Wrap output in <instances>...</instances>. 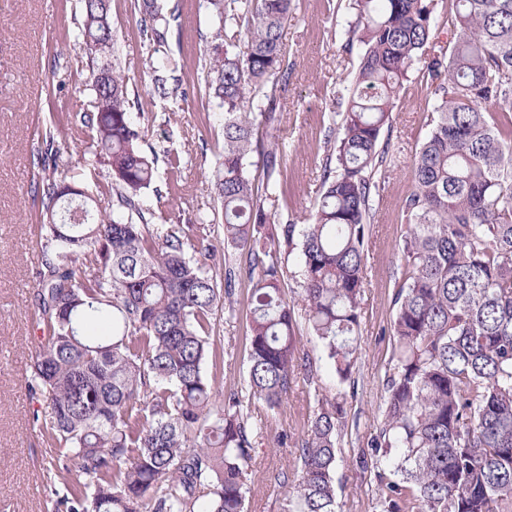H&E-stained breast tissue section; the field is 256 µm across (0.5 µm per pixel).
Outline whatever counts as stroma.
I'll list each match as a JSON object with an SVG mask.
<instances>
[{
	"label": "stroma",
	"mask_w": 512,
	"mask_h": 512,
	"mask_svg": "<svg viewBox=\"0 0 512 512\" xmlns=\"http://www.w3.org/2000/svg\"><path fill=\"white\" fill-rule=\"evenodd\" d=\"M350 0H295L282 27V42L292 65L286 89L277 90L283 113L278 126L260 127L259 136L275 144L283 157L276 180L278 208L304 223L321 191L330 152V133L346 107L348 88L363 47L345 49ZM78 0H0V512H54L62 485L56 472L63 449L48 443L42 429L46 398L28 391L26 379L35 357L38 333L33 290L45 255L38 185L43 177L38 151L45 135L68 141L71 149L58 162L60 172L79 171L91 142L78 130L76 112L90 109L92 95L78 70L80 50L75 30ZM134 0H112V24L118 63L138 92L146 115V148L159 151L157 184L161 197H150L159 224H196L207 219L215 245L223 227L209 221L214 205L213 175L222 149L224 116L209 103L198 63L215 29L204 0H180V16L171 24L170 47L184 61L186 101L172 103L150 96L147 49L141 39ZM430 82L413 70L395 101L380 147L387 162L380 167L372 198L361 300V344L354 395L347 398L348 434L336 468L341 512H375L373 474L361 463L376 432L381 379L391 354L387 328L395 313L393 282L400 272L399 240L403 204L412 185V163L431 129ZM180 159L177 180H170L167 155ZM252 284H235L236 316H218L216 333L224 338V385H243L248 362L244 350ZM314 405L305 384L293 387L275 415L259 419L292 436L304 433ZM293 465L291 448L259 447L251 475L247 512H281L284 488L270 476Z\"/></svg>",
	"instance_id": "35a3bbf8"
}]
</instances>
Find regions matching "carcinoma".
Here are the masks:
<instances>
[{"label": "carcinoma", "mask_w": 512, "mask_h": 512, "mask_svg": "<svg viewBox=\"0 0 512 512\" xmlns=\"http://www.w3.org/2000/svg\"><path fill=\"white\" fill-rule=\"evenodd\" d=\"M434 0H354L364 45L340 136L310 222H281L273 183L281 155L255 137L280 123L275 95L290 67L281 27L293 0H206L215 39L241 27L248 51L203 52L208 96L224 114L214 194L224 251L190 224H155L147 193L157 153L143 148L138 101L116 66L111 0H79L81 70L93 109L81 173L59 176L70 146L50 136L39 185L45 269L34 296L39 335L28 387L47 394L51 444L65 449L57 512H245L249 471L273 411L298 380L314 389L282 512H338L336 463L355 388L361 296L378 149L394 100L420 64L433 87L432 128L405 199L401 272L381 420L370 448L379 512H512V0H454L450 50L436 49ZM153 95L187 98L169 46L178 6L137 0ZM500 106L493 111L491 107ZM261 157L265 202L249 172ZM110 170L97 177L98 164ZM87 190L81 223L64 218L70 185ZM118 215L95 210L98 198ZM295 256V268L288 266ZM253 282L246 388L224 389L216 311L233 314L234 284ZM301 287L320 355L296 345L285 278ZM337 382L323 393L321 366ZM212 372H207V368Z\"/></svg>", "instance_id": "1"}]
</instances>
